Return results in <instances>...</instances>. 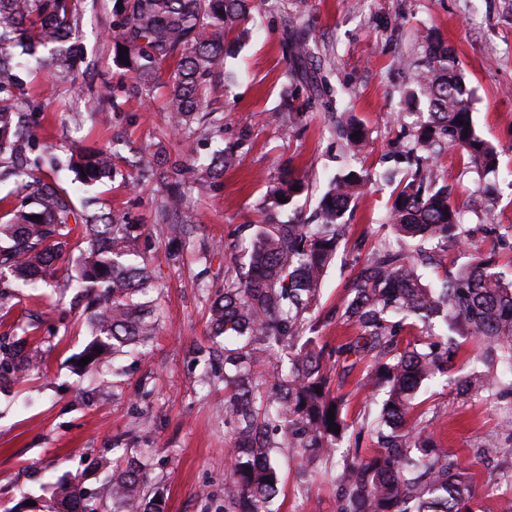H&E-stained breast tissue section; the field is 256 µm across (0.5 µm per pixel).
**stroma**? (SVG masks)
<instances>
[{
  "mask_svg": "<svg viewBox=\"0 0 512 512\" xmlns=\"http://www.w3.org/2000/svg\"><path fill=\"white\" fill-rule=\"evenodd\" d=\"M114 14L115 0H78L74 38L86 53L87 70L78 77L84 95L71 93L69 79L37 68L23 75L24 95L47 111L51 124L43 135L57 154L100 147L113 152L116 176L89 188L76 182L69 190L74 204L92 194L139 225L134 250L154 278L157 333L121 359V374L108 363L76 369L75 358L91 339L89 311L75 282L77 249L58 262L52 285L15 297L17 307L35 306L43 314L38 336L44 363L0 391V512L16 506L57 512L53 484L82 472L97 500L111 504L109 477L96 469V460L136 455L153 463L150 481L164 488L162 512H224L236 432L224 413V340L215 334L211 304L225 279L239 271L242 249L268 210L282 222L318 223L329 179L348 169L367 174L368 181L342 220L339 246L304 334L323 350L329 390L343 399L353 425L345 449L376 447L363 425L376 415L380 398L358 387L360 367L337 361L336 349L356 334L341 316L350 282L373 251L397 245L386 225L387 207L415 170L414 134L427 119L406 102L426 34L455 51L471 92L475 131L498 152L491 172L476 170L452 146L442 147L433 165L479 249L501 266L512 263V250L482 231L512 226V0H261L245 23L249 37H226L220 66L222 137L236 162L211 187L185 183L186 239L180 246L168 225L156 221L160 186L127 182L142 143L173 156L182 146L168 129L166 88L133 92L131 76L113 63L108 32ZM292 20L312 39L305 74L293 70L285 48ZM313 79L336 100L335 109L315 100ZM103 83L111 85L116 104L99 116L94 89ZM288 107L294 125L286 129L281 113ZM350 120L366 130L361 145H348L336 132ZM288 170L304 176L305 189L273 207L271 191ZM489 188L492 204L471 212L472 200ZM473 351L464 343L448 365V379L432 382L418 400L436 446L474 473L482 512H498V473L512 464V439L503 440L509 455H480L477 445L497 427L499 413L449 382ZM345 462L344 452L335 454L331 464L303 479L292 453L280 451L275 512H337L335 476Z\"/></svg>",
  "mask_w": 512,
  "mask_h": 512,
  "instance_id": "stroma-1",
  "label": "stroma"
}]
</instances>
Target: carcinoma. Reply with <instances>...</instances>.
<instances>
[{
	"instance_id": "1",
	"label": "carcinoma",
	"mask_w": 512,
	"mask_h": 512,
	"mask_svg": "<svg viewBox=\"0 0 512 512\" xmlns=\"http://www.w3.org/2000/svg\"><path fill=\"white\" fill-rule=\"evenodd\" d=\"M111 38L113 62L148 91L169 86L166 102L170 131L181 138L185 165L149 145L138 148L143 163L136 182L149 181L169 167L177 176L189 173L200 187L224 174L234 163L232 151L218 148L206 163L196 155L187 130L206 111L216 93V69L224 58L225 33L251 18L253 0H120ZM76 0H0V183L14 190L0 197V323L12 317L9 300L21 288H37L55 273V264L69 251L77 226L86 231L88 248L80 260V287L92 296L90 324L94 339L83 356L97 363L146 345L156 334L146 297L153 290L148 270L129 259V244L138 226L119 223L116 215L88 200L76 208L65 187L67 171L86 185L116 173L107 149L78 151L61 158L41 140L38 129L44 109L23 99L16 71L29 58L67 73L80 55L72 41ZM128 49L119 60V48ZM288 53L300 68L312 57L307 37L291 34ZM411 104H425L427 121L419 127L416 146L429 154L442 138L460 148L469 163L496 167V148L475 132L470 91L455 53L441 39L425 36L424 57L416 74ZM432 165L405 183L395 195L387 223L399 248H383L354 282L343 311L357 336L336 349V355L373 365L363 387L383 392L375 428L378 447L356 458L336 475L339 512H478L474 476L448 454L435 448L415 398L422 386L447 368L454 337L426 350H401L404 321L414 317L433 336L436 317L449 331L481 349L474 367L455 379V388L495 405L501 412L497 429L481 440V453H505L503 435H512V278L480 252L458 268L441 287L424 283L414 242L451 241L471 246L460 224L459 207L448 187L437 186ZM364 175L349 170L334 177L320 200L322 224H278L273 217L259 225L244 249L247 270L224 284L212 302V319L224 334L225 409L236 426L237 443L230 454L224 486L225 512H273L279 494L275 448H295L298 472L328 461L338 451L349 425L342 401L330 395L323 353L295 348L304 329L303 314L316 303L318 285L338 246L336 227L359 189ZM300 179L287 174L272 191L291 200ZM181 195L167 196L160 210L164 224L180 223ZM42 219H36V216ZM22 335L0 336V382L19 381L36 367L37 338L32 322L17 319ZM274 346L288 348V372L266 367ZM102 353H96V350ZM333 411L334 421L327 419ZM340 429V433L330 427ZM112 469V512H159L160 487L154 498L143 493L147 464L124 466L104 458ZM499 512H512V470L498 486ZM59 512H99L93 494L76 474L56 486Z\"/></svg>"
}]
</instances>
